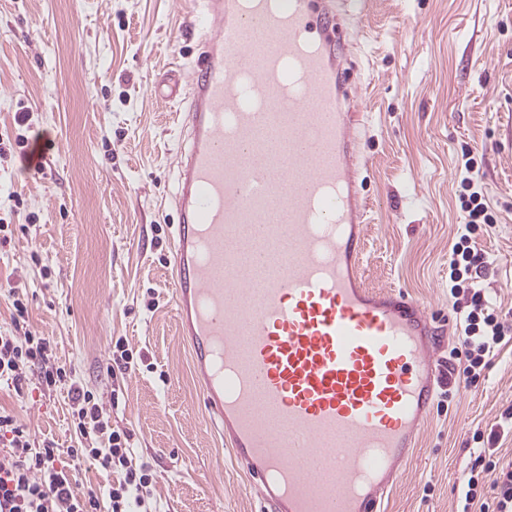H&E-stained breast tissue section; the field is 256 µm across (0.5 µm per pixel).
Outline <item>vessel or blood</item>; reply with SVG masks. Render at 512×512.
Listing matches in <instances>:
<instances>
[{
	"instance_id": "obj_1",
	"label": "vessel or blood",
	"mask_w": 512,
	"mask_h": 512,
	"mask_svg": "<svg viewBox=\"0 0 512 512\" xmlns=\"http://www.w3.org/2000/svg\"><path fill=\"white\" fill-rule=\"evenodd\" d=\"M200 51L153 83L184 138L177 334L272 512H381L431 413L434 327L365 287L351 89L329 0H202Z\"/></svg>"
}]
</instances>
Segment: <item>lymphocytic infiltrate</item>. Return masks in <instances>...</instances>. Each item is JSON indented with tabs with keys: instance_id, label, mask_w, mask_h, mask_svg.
Here are the masks:
<instances>
[{
	"instance_id": "1",
	"label": "lymphocytic infiltrate",
	"mask_w": 512,
	"mask_h": 512,
	"mask_svg": "<svg viewBox=\"0 0 512 512\" xmlns=\"http://www.w3.org/2000/svg\"><path fill=\"white\" fill-rule=\"evenodd\" d=\"M466 175L460 181L459 202L466 214L463 232L452 246L449 259L450 293L455 309L463 313V373L475 381L493 358L512 341V325L499 318L476 281L488 264L477 247L481 226L497 221L478 182L480 169L471 149L461 152ZM12 327L0 331V383L24 394L36 386L52 395L68 386L72 417L79 447L60 448L51 441H36L31 430L13 413L0 409V512H144V488L149 478L131 461L130 436L113 429L107 409L95 394L71 382L57 365L49 337L33 333L27 324L28 304L17 291H10ZM107 447H97L99 439ZM476 457L462 486L465 507L479 506L481 512H512V462L501 466L492 485H485ZM115 474L107 494L90 487L74 493L71 473L85 464Z\"/></svg>"
}]
</instances>
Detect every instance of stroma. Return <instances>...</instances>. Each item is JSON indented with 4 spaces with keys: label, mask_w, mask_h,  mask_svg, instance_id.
Here are the masks:
<instances>
[{
    "label": "stroma",
    "mask_w": 512,
    "mask_h": 512,
    "mask_svg": "<svg viewBox=\"0 0 512 512\" xmlns=\"http://www.w3.org/2000/svg\"><path fill=\"white\" fill-rule=\"evenodd\" d=\"M197 0H0V133L33 114L42 169L0 159V283L29 305L77 384L112 403L157 512H268L206 409L176 333L171 269L180 130L150 93L191 63ZM336 55L354 91L368 286L423 302L440 331L441 382L385 512H460L462 481L494 447L512 461V343L470 384L462 374L448 256L465 223L458 156L473 149L499 221L478 237L477 285L512 322V0H350ZM28 233H21V224ZM133 359L107 375L110 349ZM37 440L77 444L67 388H0Z\"/></svg>",
    "instance_id": "1"
}]
</instances>
